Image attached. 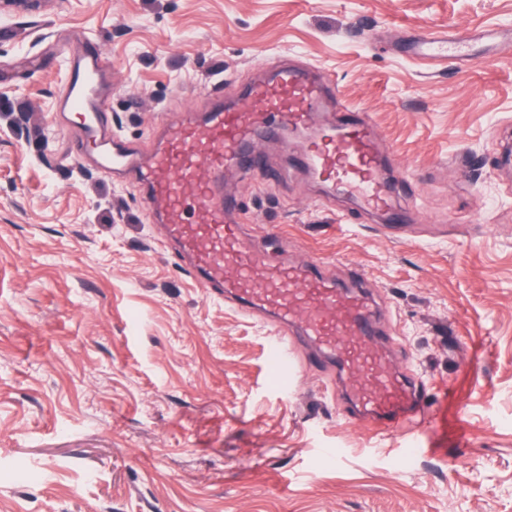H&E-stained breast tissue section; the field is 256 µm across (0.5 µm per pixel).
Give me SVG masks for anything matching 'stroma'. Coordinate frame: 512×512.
Returning <instances> with one entry per match:
<instances>
[{
    "label": "stroma",
    "instance_id": "1",
    "mask_svg": "<svg viewBox=\"0 0 512 512\" xmlns=\"http://www.w3.org/2000/svg\"><path fill=\"white\" fill-rule=\"evenodd\" d=\"M508 24L512 0H0V512H512V42L455 65L395 49ZM62 35L100 44L138 149L212 83L230 99L278 62L370 115L412 180L402 223L281 138L276 181L232 172L224 191L289 258L361 269L401 366L447 383L414 460L402 431L348 422L307 346L281 379L271 327L203 294L141 187L73 160Z\"/></svg>",
    "mask_w": 512,
    "mask_h": 512
}]
</instances>
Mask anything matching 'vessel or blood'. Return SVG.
<instances>
[{"label":"vessel or blood","mask_w":512,"mask_h":512,"mask_svg":"<svg viewBox=\"0 0 512 512\" xmlns=\"http://www.w3.org/2000/svg\"><path fill=\"white\" fill-rule=\"evenodd\" d=\"M498 37L495 29L421 30L400 48L420 60H477L491 55ZM58 62L65 80L57 114H75L82 124L71 156L82 159L96 146L101 176L118 172L141 185L165 240L209 297L248 317H272L269 352L281 373L293 371L294 349L309 342L312 358L339 365L358 415L370 420L373 430H414L429 386L397 368L361 273H354L352 284H340L323 275L320 261L275 260L269 248L275 230L246 233L235 217V202L224 194L228 170L267 172L265 140L291 128L311 129L315 135L304 140L299 153L311 174L339 192L358 195L364 209L391 210L396 182L385 174L386 150L370 116L346 108L335 120L324 118L322 105L334 96L330 81L310 69L279 64L232 104H225L223 87H210L208 112L165 125L158 143L142 153L111 130L110 61L94 40L65 48Z\"/></svg>","instance_id":"vessel-or-blood-1"}]
</instances>
